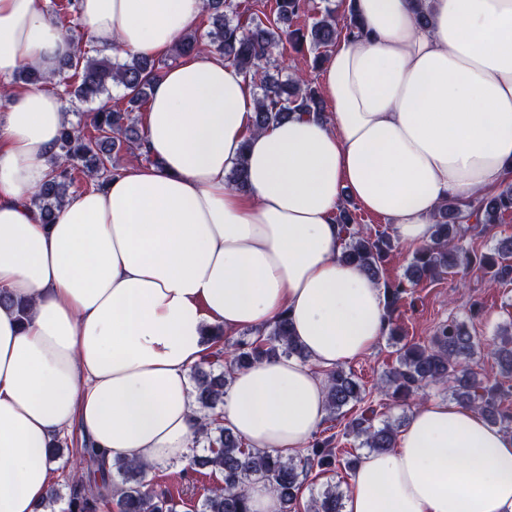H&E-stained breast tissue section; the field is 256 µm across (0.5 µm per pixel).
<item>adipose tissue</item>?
<instances>
[{
    "instance_id": "1",
    "label": "adipose tissue",
    "mask_w": 512,
    "mask_h": 512,
    "mask_svg": "<svg viewBox=\"0 0 512 512\" xmlns=\"http://www.w3.org/2000/svg\"><path fill=\"white\" fill-rule=\"evenodd\" d=\"M357 0L359 38L323 68L330 119L251 129L248 77L212 53L181 59L146 108L149 164H131L42 223L66 114L56 94L0 96V512H51V439L76 429L104 465L187 461L200 418L189 372L214 328L288 316L305 359L234 371L222 417L246 443L295 451L326 414L323 370L388 330L383 288L341 258L343 196L391 219L407 246L438 207L512 174V0ZM99 47L156 57L204 0H79ZM72 41L43 0H0V78L54 76ZM246 155L248 186L229 168ZM343 512H512V433L431 398L385 453H365Z\"/></svg>"
}]
</instances>
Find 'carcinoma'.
<instances>
[{"label":"carcinoma","instance_id":"1","mask_svg":"<svg viewBox=\"0 0 512 512\" xmlns=\"http://www.w3.org/2000/svg\"><path fill=\"white\" fill-rule=\"evenodd\" d=\"M77 0H60L52 14L66 32L76 26ZM313 0H252L245 8L234 0H205L204 12L212 19L213 29L205 34L193 31L174 48L177 56L207 51L251 76L257 88V105L252 119L255 131H264L293 116L314 114L324 116V101L320 91L303 77L289 72L288 62L278 63L274 51L288 44L295 52L314 53L313 63L324 60V53L336 45L341 30H360L361 23L352 5L347 14L336 17V9L324 6L321 18L306 27H293L295 19L310 9ZM75 51L49 79L36 70H22L0 82L3 87L20 82L29 87L52 90L60 98L80 104L99 102L79 120L61 129L57 138L58 152L52 163L51 177L33 199L42 223L52 224L65 203L67 189L75 175L83 174L91 181L104 182L115 174L117 153L136 151L146 161L151 157L145 147V135L137 128L132 113L148 102L153 82L161 76L162 66L152 58L133 56L123 62L100 55L90 43L74 39ZM123 90L125 108L112 105V87ZM93 129L88 133L87 129ZM238 190L247 186L248 174L244 157H239L227 176ZM512 214V179L506 178L497 192L480 198L452 199L442 204L433 215L431 241L417 249L406 269L405 277L384 283L389 321L413 288L423 281L449 274L461 264L460 240L469 230L463 221L477 224H498L504 215ZM336 222L344 233L341 258L364 269L374 281H380L391 243L389 237L372 238L355 227L354 219L345 208L339 210ZM477 264L490 279L512 282V239L502 242L496 252L478 260L466 258V264ZM212 340L224 347L210 352L190 371L193 394L201 422L198 435L208 447L192 451L186 469L200 473L209 470L221 476V484L210 488L199 504L198 512H249L248 488L262 481L279 498L281 512H299L297 493L301 476L317 468L326 473L337 468L352 469L358 456L339 458L333 446L334 437L316 441L300 451L297 457L270 453L252 448L224 427L221 409L234 370L248 367L264 359L278 356L305 358L299 343L291 336L289 319L282 317L269 327L244 336L233 343H224V330L217 327ZM487 343L450 319L440 323L429 343H405L398 349L399 366L386 372L383 378L388 396L398 405L415 399L430 383H446L454 398L462 405L474 408L489 421L512 433V385L499 380H482L464 363L481 353ZM490 354L502 370V376L512 379V330L500 333V341L492 343ZM327 411L340 414L351 404L363 400V389L352 374L337 367L325 372ZM374 410L367 408L346 425L345 435L360 440L371 452L395 447L396 429L389 423L376 426ZM75 458L68 497L50 488L48 504L66 502L65 512H98L103 505L117 512H178V502L163 490L150 486L152 467L118 459L115 471L99 468V477L83 484L82 464L99 461V455L89 446L65 450L51 446L50 455L56 460L64 454ZM118 484L117 500H112V484ZM346 491L332 483L324 485L310 500L307 512H343Z\"/></svg>","mask_w":512,"mask_h":512}]
</instances>
